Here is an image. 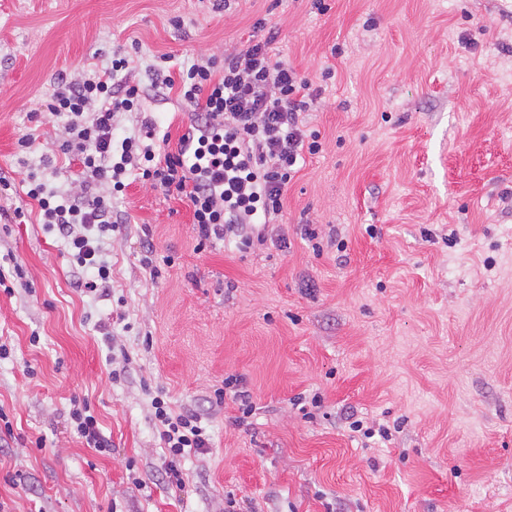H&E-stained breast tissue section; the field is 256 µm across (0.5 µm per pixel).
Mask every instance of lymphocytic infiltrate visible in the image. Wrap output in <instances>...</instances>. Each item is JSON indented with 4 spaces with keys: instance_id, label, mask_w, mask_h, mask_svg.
<instances>
[{
    "instance_id": "1",
    "label": "lymphocytic infiltrate",
    "mask_w": 512,
    "mask_h": 512,
    "mask_svg": "<svg viewBox=\"0 0 512 512\" xmlns=\"http://www.w3.org/2000/svg\"><path fill=\"white\" fill-rule=\"evenodd\" d=\"M277 38L272 28L264 41L241 52L196 60L175 72L150 65L144 89L127 80L132 61L122 52L80 82L58 83L46 108L67 123L57 151L77 166L81 191L49 187L31 173L26 195L36 202L45 228L66 244L77 287L96 292L112 278L101 258L102 242L124 222L112 196L130 179L187 201L199 247L231 240L247 252L265 245L266 227L282 217L301 161L321 149L318 133L303 123L320 91L277 58ZM146 90L157 100L178 95L191 109L188 126L175 137L148 122L114 139L115 113L138 110ZM87 270L92 278H84ZM151 406L164 443L165 475L182 486L181 459L210 447L203 417L174 412L160 395Z\"/></svg>"
}]
</instances>
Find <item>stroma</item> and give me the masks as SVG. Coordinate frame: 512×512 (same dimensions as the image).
I'll use <instances>...</instances> for the list:
<instances>
[{
  "label": "stroma",
  "mask_w": 512,
  "mask_h": 512,
  "mask_svg": "<svg viewBox=\"0 0 512 512\" xmlns=\"http://www.w3.org/2000/svg\"><path fill=\"white\" fill-rule=\"evenodd\" d=\"M0 0V445L6 512H512V0ZM265 17L275 51L323 86L321 150L264 247L197 250L187 202L135 182L103 246L108 293L74 285L22 183L66 136L59 74L134 51L180 64L238 52ZM334 76L323 80L324 68ZM143 99L117 133L187 125ZM36 138L19 155L21 134ZM51 187L74 176L55 157ZM317 227L323 251L303 237ZM171 257L157 281L142 242ZM120 372L113 380L112 372ZM255 411L210 405L229 376ZM203 413L205 455L164 476L151 400ZM319 405H312L313 396ZM87 400L110 448L74 433ZM391 428L388 442L349 417Z\"/></svg>",
  "instance_id": "35a3bbf8"
}]
</instances>
